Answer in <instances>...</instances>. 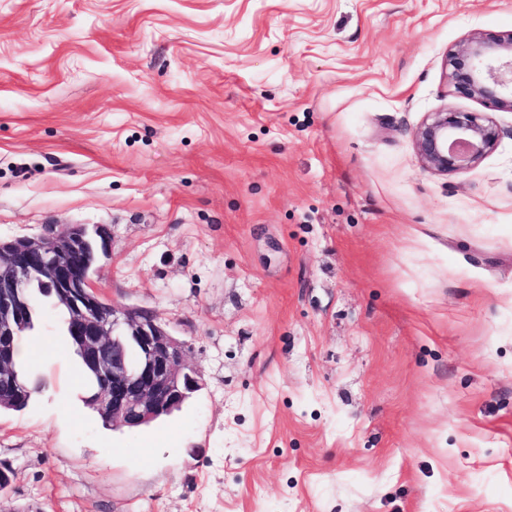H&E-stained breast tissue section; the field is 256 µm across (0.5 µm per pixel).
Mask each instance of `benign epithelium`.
Returning <instances> with one entry per match:
<instances>
[{"label": "benign epithelium", "instance_id": "benign-epithelium-1", "mask_svg": "<svg viewBox=\"0 0 512 512\" xmlns=\"http://www.w3.org/2000/svg\"><path fill=\"white\" fill-rule=\"evenodd\" d=\"M453 93L495 111L512 112V30L473 32L443 62ZM502 133L482 112L428 113L414 133L423 165L440 176L460 174L494 148ZM112 245L73 224L52 237L0 240V261L15 274L0 276V377L11 372L13 339L25 329L29 307L18 288L36 272L50 278V294L71 309L74 334L101 384L92 405L112 426L134 429L179 409L201 388L189 364L188 345L161 325L153 312L106 302L93 286L92 266L74 262L84 248Z\"/></svg>", "mask_w": 512, "mask_h": 512}]
</instances>
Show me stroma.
Here are the masks:
<instances>
[{
    "instance_id": "obj_1",
    "label": "stroma",
    "mask_w": 512,
    "mask_h": 512,
    "mask_svg": "<svg viewBox=\"0 0 512 512\" xmlns=\"http://www.w3.org/2000/svg\"><path fill=\"white\" fill-rule=\"evenodd\" d=\"M512 0H0V239L107 226L93 280L202 388L128 430L62 314L0 413V512H512V112L438 176L442 60ZM502 133L489 113L442 110L428 113L414 133L423 165L440 176L460 174L494 148Z\"/></svg>"
}]
</instances>
